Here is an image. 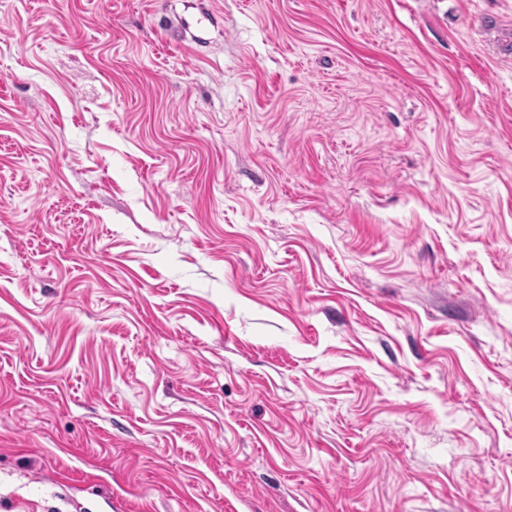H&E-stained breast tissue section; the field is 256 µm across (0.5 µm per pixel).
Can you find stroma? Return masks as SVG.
<instances>
[{"mask_svg":"<svg viewBox=\"0 0 512 512\" xmlns=\"http://www.w3.org/2000/svg\"><path fill=\"white\" fill-rule=\"evenodd\" d=\"M0 512H512V0H0Z\"/></svg>","mask_w":512,"mask_h":512,"instance_id":"1","label":"stroma"}]
</instances>
